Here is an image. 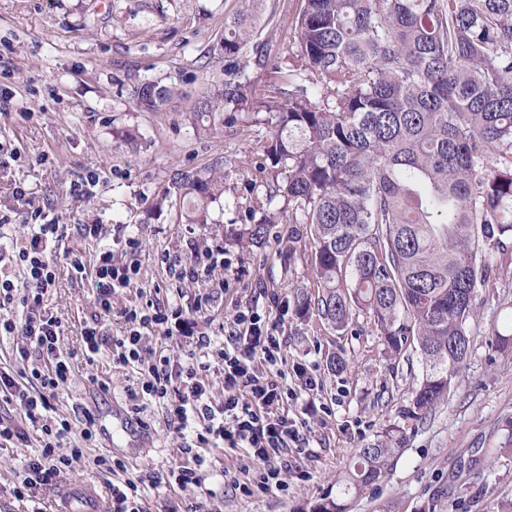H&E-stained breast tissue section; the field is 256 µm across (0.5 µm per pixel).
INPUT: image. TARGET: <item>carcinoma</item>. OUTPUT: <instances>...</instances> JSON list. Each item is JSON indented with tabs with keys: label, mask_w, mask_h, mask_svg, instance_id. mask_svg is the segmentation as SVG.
<instances>
[{
	"label": "carcinoma",
	"mask_w": 512,
	"mask_h": 512,
	"mask_svg": "<svg viewBox=\"0 0 512 512\" xmlns=\"http://www.w3.org/2000/svg\"><path fill=\"white\" fill-rule=\"evenodd\" d=\"M288 14L285 46L277 4L239 0L215 35L223 75L182 113L199 136L266 130L248 181L264 192L241 239L292 242L309 229L317 291L297 294V314L343 335L362 312L388 354L415 344L423 377L405 417L419 425L467 362L493 253L512 248V0H288ZM275 46L299 64L273 63ZM251 63L274 74L262 94ZM181 97L175 82L147 78L128 104L165 112ZM229 163L174 170V192L155 206L210 223ZM492 336L512 348L511 327ZM405 439L397 429L358 449L308 512H348ZM493 453H512L511 419Z\"/></svg>",
	"instance_id": "obj_1"
}]
</instances>
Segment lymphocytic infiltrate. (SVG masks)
<instances>
[{
	"mask_svg": "<svg viewBox=\"0 0 512 512\" xmlns=\"http://www.w3.org/2000/svg\"><path fill=\"white\" fill-rule=\"evenodd\" d=\"M32 231L24 245L15 250L0 246V262L8 261L23 273L22 284L0 278V335L19 336L17 347L21 367L0 370V402L20 409V420L0 419V447L25 444L29 430L42 434L40 449L25 459L16 473L13 495L33 502L32 512H42L35 502L52 492L61 474L83 454L72 442L74 434L90 441L96 436V418L90 409H82L78 421L53 417L52 401L61 384L74 370V356L61 352L59 341L62 321L44 303L45 296L57 285L56 249L64 237L58 214L38 207L28 210ZM123 258H115L111 249L100 250L92 267L80 257L70 259L76 274L93 272L94 304L98 310L81 331L82 352L93 355L104 344H112V361L118 366L137 365L141 378L137 393L166 400L170 424L183 434L195 437V444L223 442L228 448H244L249 460L261 463L258 488L280 487L288 472V451L305 447L303 423L290 418L284 410L287 400L298 391L313 389L312 374L301 373L298 387H289L281 368L284 342L253 306L234 315L223 342L208 332L193 336L186 361L174 362L155 354L143 342L151 333L172 334V324L180 320L181 309L150 302L126 307L122 316L125 334L107 339L103 326L112 314V298L118 289L131 287L140 267L139 237L125 233L116 225ZM170 278L175 282H195L231 266L224 247L215 243L202 248L187 241L184 249L166 250L160 255ZM214 354L224 371V399L212 401L207 383L210 363L203 357ZM185 445V462L170 470L164 479L180 488H200L205 483V459Z\"/></svg>",
	"mask_w": 512,
	"mask_h": 512,
	"instance_id": "f902f5d3",
	"label": "lymphocytic infiltrate"
}]
</instances>
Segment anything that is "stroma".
Segmentation results:
<instances>
[{"label": "stroma", "instance_id": "stroma-1", "mask_svg": "<svg viewBox=\"0 0 512 512\" xmlns=\"http://www.w3.org/2000/svg\"><path fill=\"white\" fill-rule=\"evenodd\" d=\"M238 0H199L184 15L160 19L155 0H0V141L16 148L15 158L0 169V214L9 225L0 230L5 245H22L30 234L26 208L14 189L23 186L32 200L61 218L65 237L58 256L59 283L46 304L63 324L64 350L81 348V330L95 314L91 277L77 278L69 254L92 265L97 251L113 245V227L126 225L141 241L140 273L133 287L112 299L107 336H122L124 307L153 300L170 307L193 306L198 294L213 297L196 317L200 327L222 336L236 310L257 306L276 322L285 340L283 370L296 383L299 370L317 380L313 390L289 401V417L303 421L308 444L289 453L293 473L284 488L246 495L233 481L253 483L255 472L243 471L247 452L212 444L200 450L205 463L204 488L180 489L165 483L142 490L145 512H185L200 503L203 512H303L335 483L358 448L399 427L406 441L377 486L357 498L351 512H487L491 502L512 499V454L495 456L503 421L512 418V349L492 347L493 325L512 315V260L498 259V270L486 287L478 316L471 322L472 344L467 365L454 381L448 399L420 426L401 417L411 392L422 379L416 351L385 357L368 315L356 317L346 334L333 332L318 317L295 314L298 289H312L307 263L308 241L295 246L272 238L247 246L237 234L245 216L232 208L249 194L250 164L261 152L254 131L224 132L201 139L181 113L135 112L127 102L140 80L168 75L181 79L190 99L212 90L207 73H219L224 57L214 52V34ZM133 130L135 143L114 136ZM229 160L224 170V209L218 223L181 224L170 209H151L155 196L169 185L177 167H201L213 157ZM83 224L102 225V235L85 238ZM199 246L220 243L232 259L229 269L195 283L169 280L158 253L187 239ZM349 364L331 370L332 354ZM140 380L137 368L118 367L105 346L91 361H79L59 390L57 413L69 417L85 404L103 424L112 422L120 404L141 424L142 453L131 457L120 438L96 440L64 473L63 483L87 484L107 491L109 480L135 478L151 471L166 473L178 465L183 443L170 425L165 402L131 399ZM40 446L31 432L20 448L0 450V512H29L31 505L14 498V475L22 461ZM111 454L126 468L108 475L94 459Z\"/></svg>", "mask_w": 512, "mask_h": 512}]
</instances>
